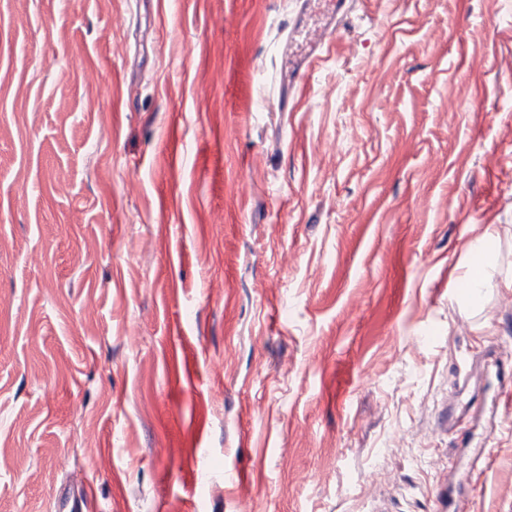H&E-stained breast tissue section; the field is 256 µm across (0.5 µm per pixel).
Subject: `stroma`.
<instances>
[{"mask_svg":"<svg viewBox=\"0 0 512 512\" xmlns=\"http://www.w3.org/2000/svg\"><path fill=\"white\" fill-rule=\"evenodd\" d=\"M298 9L0 0V512H436L512 355V12L356 0L279 112ZM479 371L478 361L474 356L464 358L463 369H459L455 379V395L448 405L442 407L439 413L438 426L447 431L453 438L451 452L455 457H462L472 449V459L469 464L465 493L470 496L479 495L483 490L484 478L490 460L492 459L491 438L488 436L480 448H467L470 444L472 426L471 422L477 413L489 403L492 410L499 407L504 401L511 400L512 394V362L509 358L500 356L494 364V378L496 387L491 394L485 392L484 397L478 400L472 392Z\"/></svg>","mask_w":512,"mask_h":512,"instance_id":"35a3bbf8","label":"stroma"}]
</instances>
